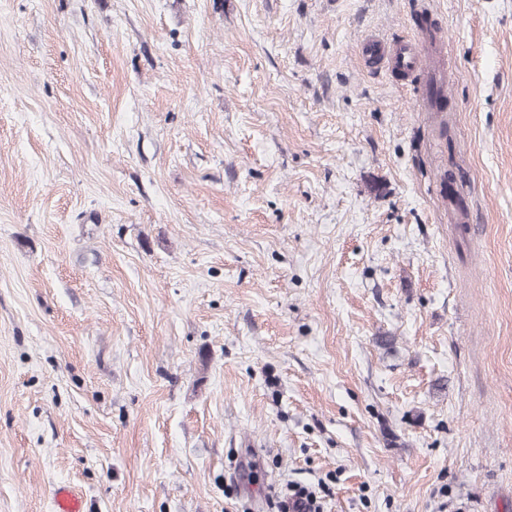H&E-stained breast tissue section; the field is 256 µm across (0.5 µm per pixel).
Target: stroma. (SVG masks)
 I'll return each mask as SVG.
<instances>
[{
    "label": "stroma",
    "instance_id": "stroma-1",
    "mask_svg": "<svg viewBox=\"0 0 512 512\" xmlns=\"http://www.w3.org/2000/svg\"><path fill=\"white\" fill-rule=\"evenodd\" d=\"M62 483L512 512V0H0V512ZM427 47L420 41L401 40L388 43L377 35H369L358 43L360 58L367 64L387 61L392 68L403 73L421 69ZM321 499V496L306 486L289 485L286 500L280 501L278 505L279 512H289V505L294 500L303 501L306 504L305 512H322L323 502Z\"/></svg>",
    "mask_w": 512,
    "mask_h": 512
}]
</instances>
